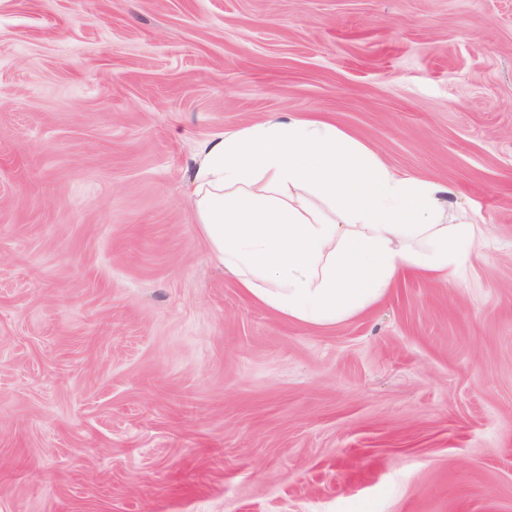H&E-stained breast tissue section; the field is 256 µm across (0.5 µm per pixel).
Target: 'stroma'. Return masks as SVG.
I'll return each instance as SVG.
<instances>
[{
  "label": "stroma",
  "instance_id": "stroma-1",
  "mask_svg": "<svg viewBox=\"0 0 512 512\" xmlns=\"http://www.w3.org/2000/svg\"><path fill=\"white\" fill-rule=\"evenodd\" d=\"M288 114L450 185L461 272L245 296L194 168ZM0 512H512V0H0Z\"/></svg>",
  "mask_w": 512,
  "mask_h": 512
}]
</instances>
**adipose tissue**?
<instances>
[{
    "label": "adipose tissue",
    "instance_id": "obj_1",
    "mask_svg": "<svg viewBox=\"0 0 512 512\" xmlns=\"http://www.w3.org/2000/svg\"><path fill=\"white\" fill-rule=\"evenodd\" d=\"M194 183L201 230L242 291L305 325L356 317L404 273L455 274L477 238L451 186L394 172L318 119L212 140Z\"/></svg>",
    "mask_w": 512,
    "mask_h": 512
}]
</instances>
